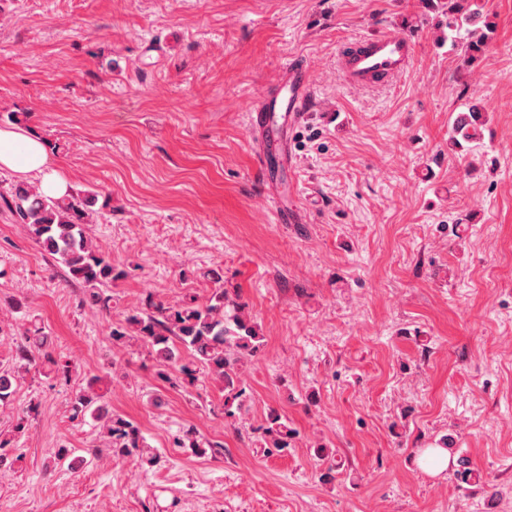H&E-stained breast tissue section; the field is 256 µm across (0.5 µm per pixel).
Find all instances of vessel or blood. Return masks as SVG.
<instances>
[{"instance_id": "b4317fda", "label": "vessel or blood", "mask_w": 512, "mask_h": 512, "mask_svg": "<svg viewBox=\"0 0 512 512\" xmlns=\"http://www.w3.org/2000/svg\"><path fill=\"white\" fill-rule=\"evenodd\" d=\"M413 43L400 33L375 34L358 41L338 59V69L347 84L368 88L393 80L409 67ZM313 79L309 68L297 59L285 60L279 68L275 92L262 95L247 110V127L254 143L256 159H264L273 148L287 150L288 131L308 115ZM266 200L280 224H297L299 211L283 202L275 189H268Z\"/></svg>"}]
</instances>
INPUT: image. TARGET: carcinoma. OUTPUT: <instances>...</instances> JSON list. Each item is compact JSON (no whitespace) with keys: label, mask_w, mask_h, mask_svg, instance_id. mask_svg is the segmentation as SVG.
<instances>
[{"label":"carcinoma","mask_w":512,"mask_h":512,"mask_svg":"<svg viewBox=\"0 0 512 512\" xmlns=\"http://www.w3.org/2000/svg\"><path fill=\"white\" fill-rule=\"evenodd\" d=\"M448 39L460 48L467 60L474 61L486 47L491 24L485 20L476 0H448ZM482 27H477V24ZM469 127L460 129L455 119V137L465 143L481 141V113L474 108L467 112ZM97 194L91 191H68L58 198L40 195L31 185H17L10 191L5 204L15 223L24 226L36 241L61 263L70 277L82 285L92 306L109 308L111 297L102 289L123 279L126 273L98 246L87 233L94 223L93 207ZM226 292L216 289L208 301L198 303L192 296L174 306L148 300L145 308L128 316L124 323L112 327V339L118 343L136 339L148 346L159 368L158 374L171 387L192 385L198 380L196 371L182 362L180 349L189 352L198 369L218 380L224 391V414L235 415L243 395L239 386V366L261 345L256 325L242 305L234 306L235 313L226 318ZM26 345L18 353L26 365H37L36 353L49 344V337L36 328L27 330ZM72 417L89 413L98 419L105 417L97 398L78 392L72 401ZM107 418V417H105ZM106 428L112 439L115 457L144 458L145 449L137 425L115 415L107 418ZM269 447L279 451L288 447L292 431L272 414L264 428Z\"/></svg>","instance_id":"cac0c4a2"}]
</instances>
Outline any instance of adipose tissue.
<instances>
[{"instance_id":"1","label":"adipose tissue","mask_w":512,"mask_h":512,"mask_svg":"<svg viewBox=\"0 0 512 512\" xmlns=\"http://www.w3.org/2000/svg\"><path fill=\"white\" fill-rule=\"evenodd\" d=\"M0 170L34 182L46 196L56 198L68 189L66 178L54 168L44 144L20 129H0Z\"/></svg>"}]
</instances>
